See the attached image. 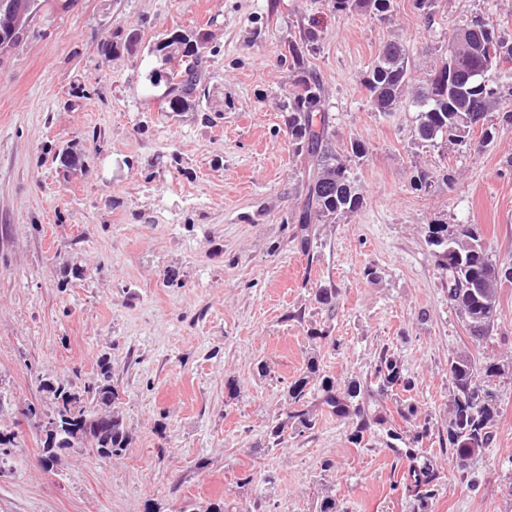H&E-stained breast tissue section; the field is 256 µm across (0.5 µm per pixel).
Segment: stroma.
<instances>
[{"label":"stroma","mask_w":512,"mask_h":512,"mask_svg":"<svg viewBox=\"0 0 512 512\" xmlns=\"http://www.w3.org/2000/svg\"><path fill=\"white\" fill-rule=\"evenodd\" d=\"M41 5L0 52V430L21 434L0 450V512H205L218 500L225 512H314L325 496L342 512H418L405 452L425 425L420 454L439 475L431 512H512V283L497 290L490 340L475 343L427 242L429 224H476L493 260L512 266V125L488 143L476 131L464 146L422 144L414 110L378 115L362 85L387 42L409 46L420 80L471 16L512 35V0H437L430 28L412 0L382 17L331 0ZM310 27L307 69L336 147L358 139L366 155L352 165L362 206L313 218L305 254L286 223L307 187L282 104L295 80L287 45ZM173 32L205 39L203 94L186 112L167 111L166 84L148 81L170 70L153 46ZM70 143L81 170L57 157ZM421 170L434 175L425 192L410 184ZM74 267L83 280L69 279ZM324 288L336 291L328 306ZM321 330L330 340L314 339ZM384 349L415 382L385 393L388 424L356 444L348 421L320 409L313 430L268 445L308 360L344 388L372 379ZM464 353L499 369L483 380L493 439L465 480L438 442L449 364ZM105 358L130 447L105 459L87 444L43 469L25 415L54 410L41 381L83 392Z\"/></svg>","instance_id":"1"}]
</instances>
